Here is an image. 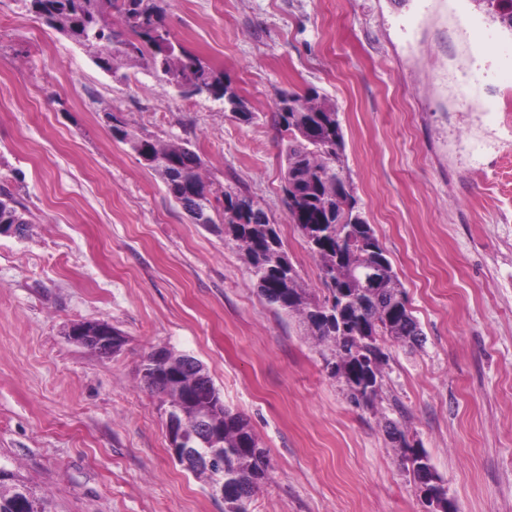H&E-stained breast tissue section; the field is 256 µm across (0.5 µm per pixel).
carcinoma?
Wrapping results in <instances>:
<instances>
[{"instance_id":"obj_1","label":"carcinoma","mask_w":512,"mask_h":512,"mask_svg":"<svg viewBox=\"0 0 512 512\" xmlns=\"http://www.w3.org/2000/svg\"><path fill=\"white\" fill-rule=\"evenodd\" d=\"M512 29V0H485ZM35 14L76 44L98 45L100 68L117 75L131 60L160 74L172 86L184 81L202 83L216 101L231 102L236 94L224 83V73L204 65L175 45L165 23V0H25ZM117 13L123 29L110 26L107 10ZM278 124L289 131L281 145L286 205L291 223L319 261L325 294L305 288L284 249L277 225L251 197L232 192L214 194L202 174V161L187 142L163 143L145 131L128 127L123 119L111 127L112 135L129 146L145 164L157 171L167 193L179 200L192 188L207 204L204 226L215 224L212 212L239 206L235 219L224 218L220 232L231 237L243 252L250 273L266 299L289 314L301 316L310 335L327 348L323 355L329 373L344 381L354 405L371 407L382 388V366L388 360L386 343L414 345L421 330L407 303L405 289L374 229L364 218L353 195L344 157V134L338 112L317 93L301 97L283 93L275 102ZM20 203L0 188V224H24ZM378 273L380 287L367 288L365 271ZM162 361L147 356L142 372H181L185 386L194 373L184 370L191 356L165 350ZM165 403L185 421L187 437L196 449L214 447L197 438L200 423L218 437L224 454V512H249L248 501L269 479L265 451L249 422L224 405L213 381L197 386L189 400L173 392ZM388 436L408 453L413 477L421 482L434 474L428 453L410 444L405 431L390 424ZM27 486L5 470L0 476V512H12L13 496Z\"/></svg>"}]
</instances>
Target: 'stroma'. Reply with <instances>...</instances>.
I'll use <instances>...</instances> for the list:
<instances>
[{
  "label": "stroma",
  "mask_w": 512,
  "mask_h": 512,
  "mask_svg": "<svg viewBox=\"0 0 512 512\" xmlns=\"http://www.w3.org/2000/svg\"><path fill=\"white\" fill-rule=\"evenodd\" d=\"M174 42L252 121L180 97L143 63L95 53L0 0V186L24 237L0 236V467L48 512H224L169 455L143 360L205 367L249 422L272 478L249 512H426L395 422L427 451L456 512H512V29L485 0H166ZM335 106L366 221L421 345L388 346L374 406L350 402L300 318L269 303L229 237L194 223L105 113L189 142L214 191L277 225L312 290L316 259L285 205L282 93ZM106 320L102 357L70 342ZM115 329V328H114ZM116 330V329H115ZM113 331L112 323L105 320L73 324L68 336L73 342L90 348L94 347L106 356L116 354L123 344V336Z\"/></svg>",
  "instance_id": "1"
}]
</instances>
